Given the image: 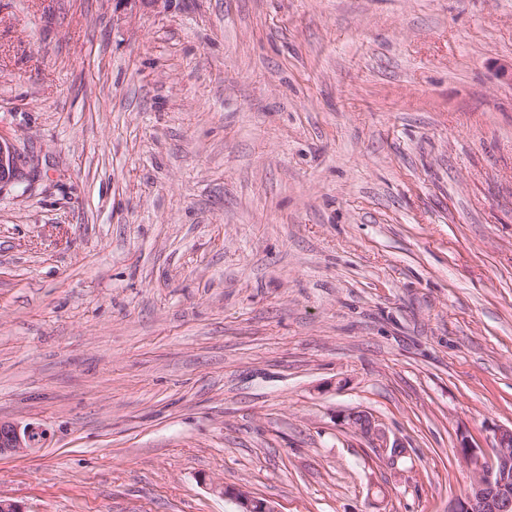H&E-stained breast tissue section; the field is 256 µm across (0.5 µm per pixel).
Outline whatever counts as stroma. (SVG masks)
I'll use <instances>...</instances> for the list:
<instances>
[{
  "label": "stroma",
  "instance_id": "obj_1",
  "mask_svg": "<svg viewBox=\"0 0 512 512\" xmlns=\"http://www.w3.org/2000/svg\"><path fill=\"white\" fill-rule=\"evenodd\" d=\"M510 63L512 0H0V496L448 512L512 424ZM17 144L0 135V192L23 180V160ZM344 418L349 428L362 436L376 440L378 442L376 448H384L386 454L390 452L394 456L400 451V448H405L397 440L391 442L385 430L376 424L375 419L364 410L354 409ZM47 436V430L40 424L0 420V456L28 454L41 447ZM224 497L235 501L238 506L237 512H278L269 501L253 495L248 490L238 488L229 491L225 489Z\"/></svg>",
  "mask_w": 512,
  "mask_h": 512
}]
</instances>
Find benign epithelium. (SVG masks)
I'll return each mask as SVG.
<instances>
[{
	"label": "benign epithelium",
	"instance_id": "7a95c632",
	"mask_svg": "<svg viewBox=\"0 0 512 512\" xmlns=\"http://www.w3.org/2000/svg\"><path fill=\"white\" fill-rule=\"evenodd\" d=\"M23 160L17 144L0 135V191L23 180ZM355 432L378 442V447L396 454L402 448L390 440L383 428L366 411L354 409L345 415ZM47 430L36 423L21 424L0 420V456L25 455L41 447ZM493 456L487 459L480 449L461 441L460 451L470 468L471 480L464 496L456 499L448 512H512V427L493 430ZM235 501L238 512H277L267 500L244 489L224 490Z\"/></svg>",
	"mask_w": 512,
	"mask_h": 512
}]
</instances>
